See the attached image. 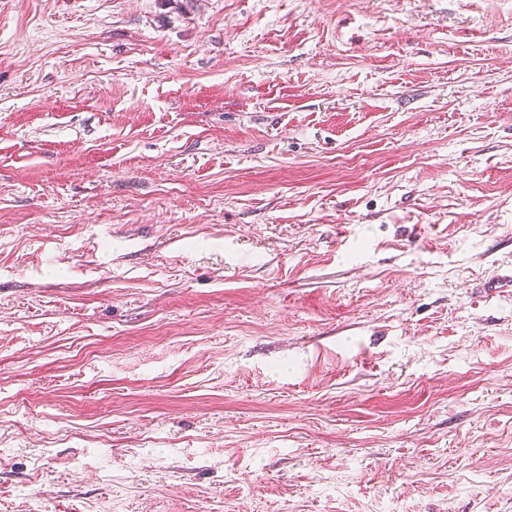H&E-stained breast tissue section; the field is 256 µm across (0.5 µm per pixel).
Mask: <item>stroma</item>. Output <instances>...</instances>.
<instances>
[{
  "label": "stroma",
  "mask_w": 512,
  "mask_h": 512,
  "mask_svg": "<svg viewBox=\"0 0 512 512\" xmlns=\"http://www.w3.org/2000/svg\"><path fill=\"white\" fill-rule=\"evenodd\" d=\"M512 0H0V512H512Z\"/></svg>",
  "instance_id": "stroma-1"
}]
</instances>
